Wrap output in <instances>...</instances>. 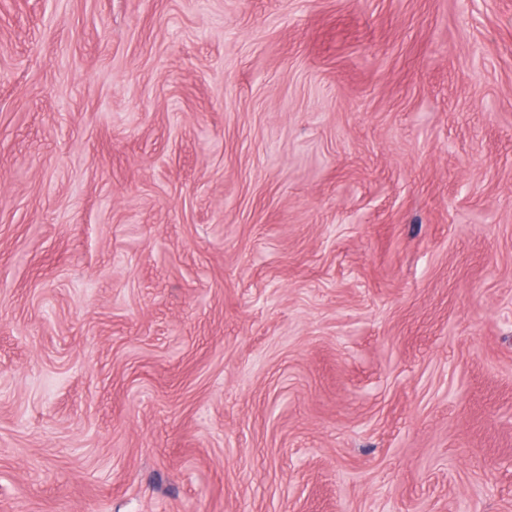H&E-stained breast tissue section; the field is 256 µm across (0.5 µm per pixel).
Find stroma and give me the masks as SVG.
Returning a JSON list of instances; mask_svg holds the SVG:
<instances>
[{
  "label": "stroma",
  "mask_w": 512,
  "mask_h": 512,
  "mask_svg": "<svg viewBox=\"0 0 512 512\" xmlns=\"http://www.w3.org/2000/svg\"><path fill=\"white\" fill-rule=\"evenodd\" d=\"M0 512H512V0H0Z\"/></svg>",
  "instance_id": "1"
}]
</instances>
